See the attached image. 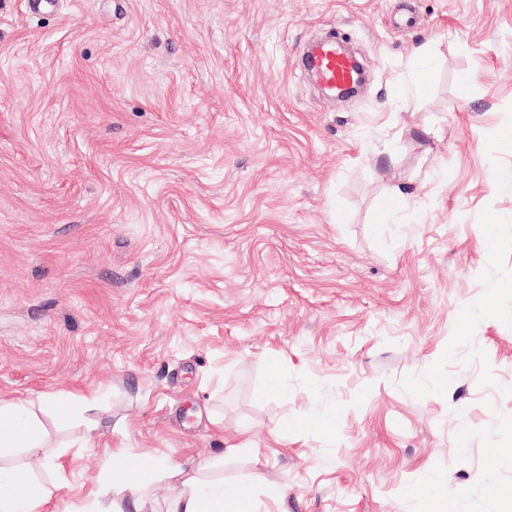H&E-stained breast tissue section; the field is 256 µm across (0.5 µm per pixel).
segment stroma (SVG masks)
<instances>
[{"label":"stroma","mask_w":512,"mask_h":512,"mask_svg":"<svg viewBox=\"0 0 512 512\" xmlns=\"http://www.w3.org/2000/svg\"><path fill=\"white\" fill-rule=\"evenodd\" d=\"M508 102L512 0H0V399L42 442L0 466L58 512L117 448L261 512H512ZM341 46L335 37L317 42L311 47L308 60L311 72L326 92L333 95L336 91L337 98H349L355 95L360 79L347 88L336 90L352 82L358 70L355 59L345 55Z\"/></svg>","instance_id":"obj_1"}]
</instances>
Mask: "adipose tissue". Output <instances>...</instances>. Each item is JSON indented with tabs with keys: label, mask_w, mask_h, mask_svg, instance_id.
Instances as JSON below:
<instances>
[{
	"label": "adipose tissue",
	"mask_w": 512,
	"mask_h": 512,
	"mask_svg": "<svg viewBox=\"0 0 512 512\" xmlns=\"http://www.w3.org/2000/svg\"><path fill=\"white\" fill-rule=\"evenodd\" d=\"M35 430L27 419L26 406L15 400H0V445H26L33 442ZM177 493L169 512H253V486L244 479L234 483H216L204 479L202 469L186 471L182 466H166ZM150 467L130 472L124 485L101 493L97 512H148L146 487ZM49 494L41 486L0 470V512H45Z\"/></svg>",
	"instance_id": "1"
}]
</instances>
